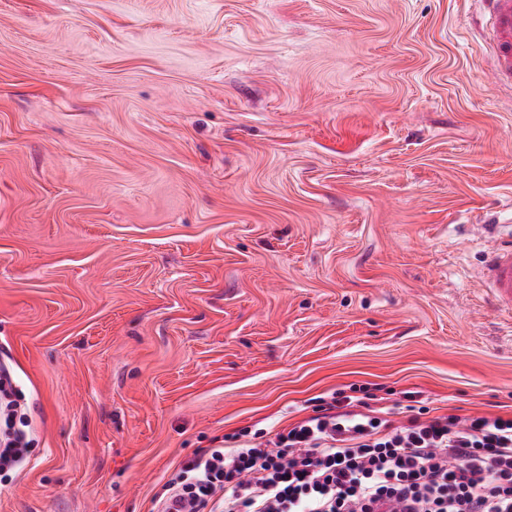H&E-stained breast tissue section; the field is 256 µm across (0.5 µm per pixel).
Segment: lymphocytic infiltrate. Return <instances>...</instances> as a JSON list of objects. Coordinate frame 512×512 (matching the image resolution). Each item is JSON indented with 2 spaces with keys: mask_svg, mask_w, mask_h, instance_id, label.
<instances>
[{
  "mask_svg": "<svg viewBox=\"0 0 512 512\" xmlns=\"http://www.w3.org/2000/svg\"><path fill=\"white\" fill-rule=\"evenodd\" d=\"M27 414L0 365V484L29 462ZM154 512H512V416L391 419L341 392L273 442L183 460Z\"/></svg>",
  "mask_w": 512,
  "mask_h": 512,
  "instance_id": "obj_1",
  "label": "lymphocytic infiltrate"
}]
</instances>
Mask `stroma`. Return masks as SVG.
Masks as SVG:
<instances>
[{"label":"stroma","instance_id":"obj_1","mask_svg":"<svg viewBox=\"0 0 512 512\" xmlns=\"http://www.w3.org/2000/svg\"><path fill=\"white\" fill-rule=\"evenodd\" d=\"M477 0H0V512H150L337 391L512 414V92ZM484 277L497 311L512 314V228L508 239L495 240L484 264ZM27 414L14 399L11 370L0 365V484L9 483L13 475L29 462Z\"/></svg>","mask_w":512,"mask_h":512}]
</instances>
